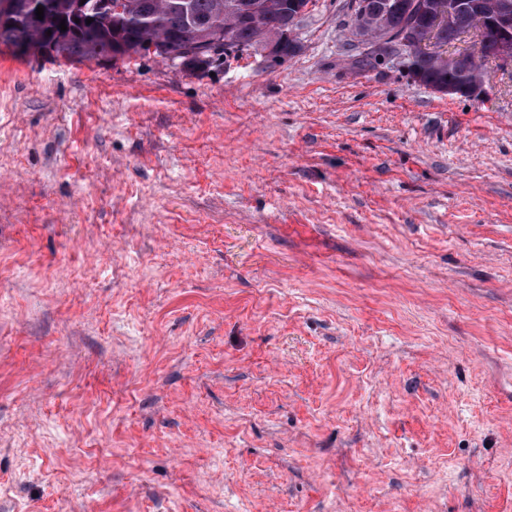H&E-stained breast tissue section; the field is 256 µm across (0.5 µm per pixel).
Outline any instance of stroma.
Segmentation results:
<instances>
[{"label":"stroma","instance_id":"obj_1","mask_svg":"<svg viewBox=\"0 0 512 512\" xmlns=\"http://www.w3.org/2000/svg\"><path fill=\"white\" fill-rule=\"evenodd\" d=\"M0 46V512H512V72Z\"/></svg>","mask_w":512,"mask_h":512}]
</instances>
